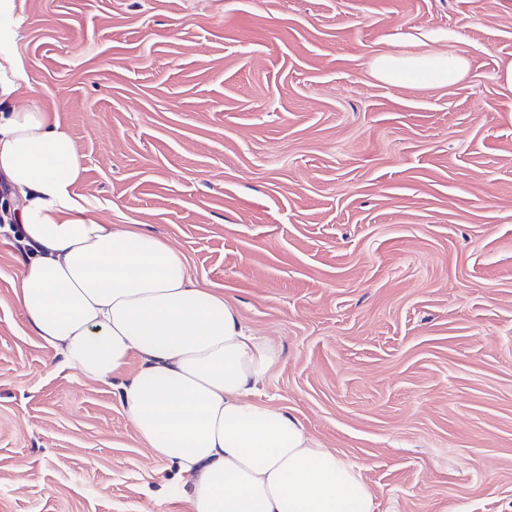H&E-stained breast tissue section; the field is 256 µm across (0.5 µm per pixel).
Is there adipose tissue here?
<instances>
[{"instance_id":"adipose-tissue-1","label":"adipose tissue","mask_w":512,"mask_h":512,"mask_svg":"<svg viewBox=\"0 0 512 512\" xmlns=\"http://www.w3.org/2000/svg\"><path fill=\"white\" fill-rule=\"evenodd\" d=\"M16 0H0V177L22 201L17 300L61 367L91 381L122 377L121 403L139 439L176 465L192 512H376L356 464L324 448L288 411L253 401L280 350L236 306L202 286L159 234L93 216L75 191V141L37 108ZM463 55L381 53L372 76L394 86L457 82ZM134 374H127L131 360Z\"/></svg>"}]
</instances>
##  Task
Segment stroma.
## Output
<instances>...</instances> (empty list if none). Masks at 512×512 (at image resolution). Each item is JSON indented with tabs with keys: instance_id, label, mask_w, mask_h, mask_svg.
Returning <instances> with one entry per match:
<instances>
[{
	"instance_id": "35a3bbf8",
	"label": "stroma",
	"mask_w": 512,
	"mask_h": 512,
	"mask_svg": "<svg viewBox=\"0 0 512 512\" xmlns=\"http://www.w3.org/2000/svg\"><path fill=\"white\" fill-rule=\"evenodd\" d=\"M36 106L102 223L143 224L282 350L255 395L377 512H512V0H17ZM463 53L443 88L373 55ZM0 230V512H190L117 382L59 369Z\"/></svg>"
}]
</instances>
